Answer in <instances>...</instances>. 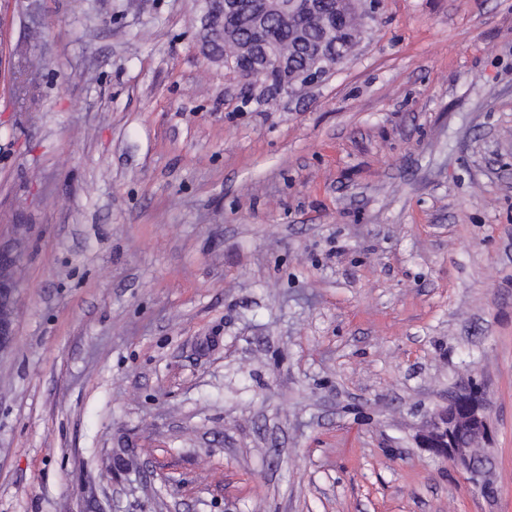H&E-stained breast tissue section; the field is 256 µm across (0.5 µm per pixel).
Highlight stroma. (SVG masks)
<instances>
[{"instance_id": "35a3bbf8", "label": "stroma", "mask_w": 512, "mask_h": 512, "mask_svg": "<svg viewBox=\"0 0 512 512\" xmlns=\"http://www.w3.org/2000/svg\"><path fill=\"white\" fill-rule=\"evenodd\" d=\"M203 9L0 0V512H512V0L273 98ZM474 382L475 475L419 445ZM17 255L0 246V351L11 347L14 336V318L18 279L13 275Z\"/></svg>"}]
</instances>
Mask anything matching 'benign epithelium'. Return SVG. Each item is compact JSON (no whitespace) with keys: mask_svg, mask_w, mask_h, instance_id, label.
Wrapping results in <instances>:
<instances>
[{"mask_svg":"<svg viewBox=\"0 0 512 512\" xmlns=\"http://www.w3.org/2000/svg\"><path fill=\"white\" fill-rule=\"evenodd\" d=\"M321 18L319 34L302 25L292 32V42L283 49L269 33V20L300 21ZM362 30L347 35L336 31V10L323 14L322 0H206L200 17L203 53L224 64L244 80L257 72L272 71L278 80L265 83L276 93L291 94L325 77L349 57L350 43ZM17 255L0 246V351L11 347L18 279L13 275ZM491 438V428L483 397L468 388L437 409L419 437L427 448L459 469L477 473L488 458L476 445Z\"/></svg>","mask_w":512,"mask_h":512,"instance_id":"1","label":"benign epithelium"}]
</instances>
